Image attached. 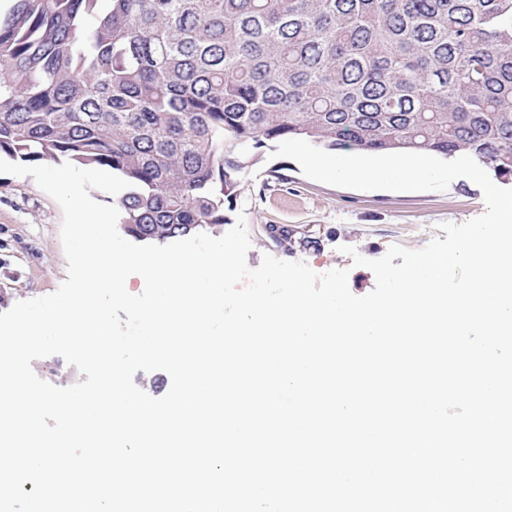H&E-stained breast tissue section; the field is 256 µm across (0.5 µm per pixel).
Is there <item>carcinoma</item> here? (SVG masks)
Masks as SVG:
<instances>
[{
    "mask_svg": "<svg viewBox=\"0 0 512 512\" xmlns=\"http://www.w3.org/2000/svg\"><path fill=\"white\" fill-rule=\"evenodd\" d=\"M289 139L512 176V0H12L0 15V155L112 170L138 241L229 223L241 171Z\"/></svg>",
    "mask_w": 512,
    "mask_h": 512,
    "instance_id": "1",
    "label": "carcinoma"
}]
</instances>
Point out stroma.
Masks as SVG:
<instances>
[{"label": "stroma", "mask_w": 512, "mask_h": 512, "mask_svg": "<svg viewBox=\"0 0 512 512\" xmlns=\"http://www.w3.org/2000/svg\"><path fill=\"white\" fill-rule=\"evenodd\" d=\"M484 210L482 190L463 177L442 192L359 191L313 181L294 160L272 157L265 147L241 172L228 217L246 219L249 267L267 253L319 273L345 269L351 292L363 296L374 289L375 276L353 265L341 246L367 259L384 256L394 244L419 249L439 224H460ZM61 223L60 206L32 177L0 174V313L52 294L66 280Z\"/></svg>", "instance_id": "35a3bbf8"}]
</instances>
